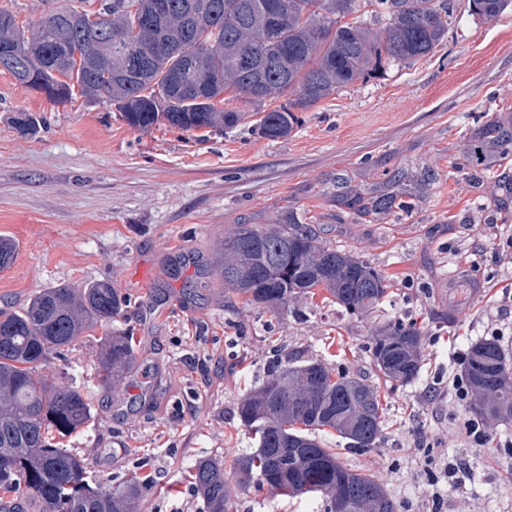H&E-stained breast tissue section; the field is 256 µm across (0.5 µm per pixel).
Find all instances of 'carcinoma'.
Here are the masks:
<instances>
[{"label": "carcinoma", "instance_id": "carcinoma-1", "mask_svg": "<svg viewBox=\"0 0 512 512\" xmlns=\"http://www.w3.org/2000/svg\"><path fill=\"white\" fill-rule=\"evenodd\" d=\"M159 24L165 39L184 50L163 52L148 70L113 73L140 38L136 26L145 0H100L95 11L53 7L33 25L0 10V43L14 45L36 69L45 54L78 31L63 28V14L94 16L102 32L97 55H71L48 79L55 103L79 95L108 102L133 128L157 123L185 132L223 131L245 116L268 139L286 138L304 112L359 79L428 56L448 35L455 0H281L285 19L268 33L272 0H168ZM471 14L494 19L512 0H469ZM207 73L212 89L196 102L189 90L195 71ZM253 107L247 114L224 107V95ZM23 135L39 132L41 120L20 112ZM422 188L404 181L395 193L364 195L347 186L337 202L365 214L391 211ZM224 288L249 306L279 314L316 288L352 314L366 315L389 296L383 273L351 249L323 244L313 229L288 217L258 228L238 224L224 238L219 258ZM127 300L105 281L80 287L45 288L20 311L0 318V512H139L147 479L134 475L117 485L88 480L83 457L55 441L91 419L90 402L76 379L61 386L42 370L66 358L92 327L106 324ZM426 333L414 323L390 321L369 337L372 362L385 382L420 380ZM131 336L106 340L96 357L98 383L116 387L134 367ZM462 379L469 408L483 424L512 423V355L493 337L471 344ZM257 448L239 455L234 478L242 489L255 482L273 497L317 496L325 512H400V503L369 468L353 469L339 449L368 454L380 446L385 409L363 378L303 353L272 361L265 380L237 406ZM333 434L328 448L322 435ZM190 483L204 512H230L233 488L224 461L202 456Z\"/></svg>", "mask_w": 512, "mask_h": 512}]
</instances>
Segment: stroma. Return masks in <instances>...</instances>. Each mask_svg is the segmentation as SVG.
Listing matches in <instances>:
<instances>
[{
    "instance_id": "35a3bbf8",
    "label": "stroma",
    "mask_w": 512,
    "mask_h": 512,
    "mask_svg": "<svg viewBox=\"0 0 512 512\" xmlns=\"http://www.w3.org/2000/svg\"><path fill=\"white\" fill-rule=\"evenodd\" d=\"M454 22L419 62L357 81L303 113L285 138L128 126L113 106L59 104L0 70V236L16 245L0 270V313L59 285L109 282L129 305L75 342L52 373L89 384L92 420L67 442L91 479L152 477L140 512H203L185 475L212 455L232 470L253 442L237 405L276 353L303 352L378 382L367 348L373 320L401 318L427 334L424 369L407 386L380 385L385 436L369 455L344 454L377 472L402 512H512V426L465 435L472 415L455 396L426 402L428 387L459 377L456 350L501 328L512 350V263L496 246L512 235V153L489 151L488 134L512 135V10L493 20L456 0ZM42 117L20 134L17 113ZM424 177L405 207L360 214L340 206L343 179L370 190ZM295 214L329 245L359 251L393 291L375 319L351 315L324 291L298 311L247 308L224 289L215 254L237 224L264 227ZM485 252L472 256L474 239ZM465 270L482 294L448 305V278ZM130 330L137 363L119 390L94 385L104 338ZM453 460L472 476L432 478L424 458ZM321 502L281 500L257 486L236 492L230 512H322Z\"/></svg>"
}]
</instances>
